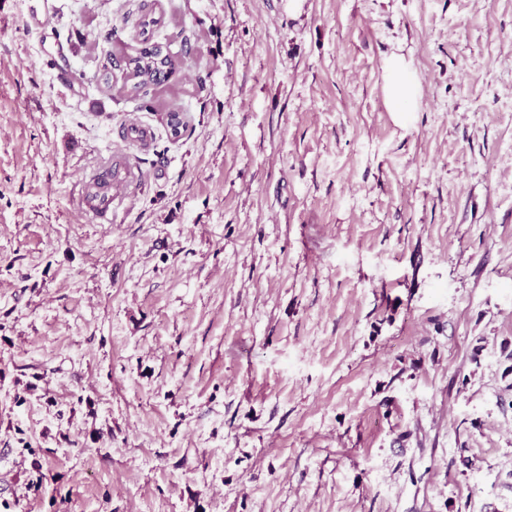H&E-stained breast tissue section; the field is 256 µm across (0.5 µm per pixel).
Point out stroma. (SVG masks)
Here are the masks:
<instances>
[{"label":"stroma","instance_id":"35a3bbf8","mask_svg":"<svg viewBox=\"0 0 512 512\" xmlns=\"http://www.w3.org/2000/svg\"><path fill=\"white\" fill-rule=\"evenodd\" d=\"M0 512H512V0H0ZM154 18L143 17L140 19L139 47L135 54L128 56L130 66L127 75V95L134 100H141L140 110L151 111L153 106L151 100L145 99L150 88L162 86L168 81V74L165 67L170 65V60L165 55L161 43L154 42L148 35L150 27L157 25ZM162 75V76H161ZM167 81V82H166ZM390 79L388 91L394 112H411L416 99V81L405 58L391 55L386 62ZM128 176L129 173L126 169H121L117 175H113L112 166L106 168L100 172L94 180L109 184L110 189L107 196L98 198L85 193L81 198V204L95 211L102 218L109 219L111 217L112 219V189L115 186L125 183Z\"/></svg>","mask_w":512,"mask_h":512}]
</instances>
